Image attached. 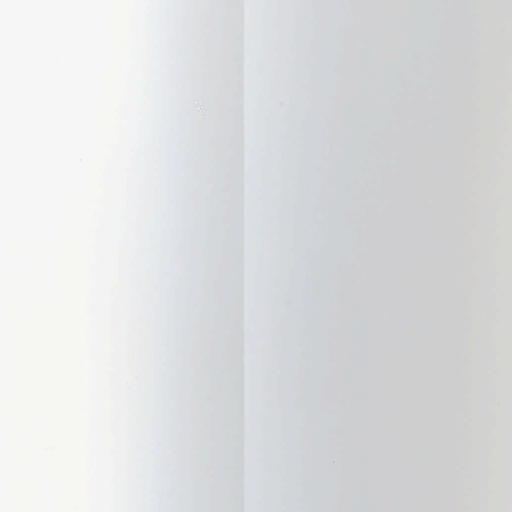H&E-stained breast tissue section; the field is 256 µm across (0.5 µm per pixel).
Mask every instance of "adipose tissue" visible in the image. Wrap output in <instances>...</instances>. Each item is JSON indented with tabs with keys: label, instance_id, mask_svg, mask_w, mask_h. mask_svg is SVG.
I'll return each instance as SVG.
<instances>
[{
	"label": "adipose tissue",
	"instance_id": "obj_1",
	"mask_svg": "<svg viewBox=\"0 0 512 512\" xmlns=\"http://www.w3.org/2000/svg\"><path fill=\"white\" fill-rule=\"evenodd\" d=\"M307 3L186 0L209 66L182 81L174 173L200 188L174 211L213 285L189 289L187 343L164 333L159 418L183 442L158 450L166 493L207 512H268L272 483L295 512H372L381 489L396 512H512L505 93L489 79L512 0H404L392 33L370 0ZM286 212L306 233L278 234Z\"/></svg>",
	"mask_w": 512,
	"mask_h": 512
}]
</instances>
